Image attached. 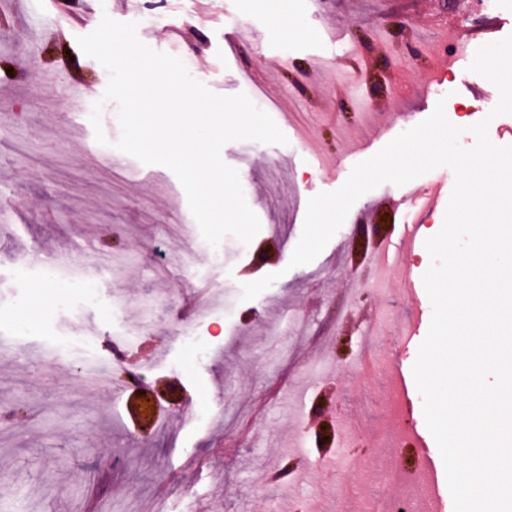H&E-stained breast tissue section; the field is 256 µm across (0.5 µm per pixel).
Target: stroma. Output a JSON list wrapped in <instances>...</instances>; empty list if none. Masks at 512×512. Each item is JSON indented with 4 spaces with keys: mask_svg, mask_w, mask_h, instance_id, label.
Returning <instances> with one entry per match:
<instances>
[{
    "mask_svg": "<svg viewBox=\"0 0 512 512\" xmlns=\"http://www.w3.org/2000/svg\"><path fill=\"white\" fill-rule=\"evenodd\" d=\"M0 25V412L20 405L27 417L0 419V512H86L90 485L105 488L97 512H156L181 495L190 512H336L339 490L368 503L398 491L385 475L429 450L439 481L436 512H454L444 462L426 426L413 377L432 303L423 283L424 239L397 254L386 271L376 253L398 242L410 190L439 185L432 223L442 224L455 173L437 167L408 184L384 183L360 197L324 250L290 267L307 204L339 189L355 164L376 154L444 103L450 122L489 119V137L512 127L491 117L495 86L470 72L476 50L512 34V0L494 14L479 0H288L296 27L284 35L256 0H111V18L157 19L137 31L158 52L178 57L192 78L217 95L243 92L251 72L270 101L284 145L225 144L261 228L250 244L202 237L174 173L146 165L107 143L121 135L118 106L101 114L99 144L78 100L102 98L108 71L77 39L103 15L97 0L50 9L45 0H11ZM70 27L47 38L61 21ZM337 55L339 72L321 69ZM52 250L91 272L97 307L72 316L87 331L105 374L79 372L45 349L66 279H18L15 266L41 265ZM414 278L405 281L404 270ZM274 273L257 298L242 286ZM44 304L31 324L18 313ZM392 310L389 332L412 327L389 362L394 384H375L359 363L376 346L370 328ZM204 356L191 361L182 330ZM141 373L142 387L118 386L108 371L115 353ZM402 413L404 447L380 433L390 397ZM154 403L150 424L138 407ZM362 435L344 447L343 423ZM294 472L272 482L280 461Z\"/></svg>",
    "mask_w": 512,
    "mask_h": 512,
    "instance_id": "obj_1",
    "label": "stroma"
}]
</instances>
